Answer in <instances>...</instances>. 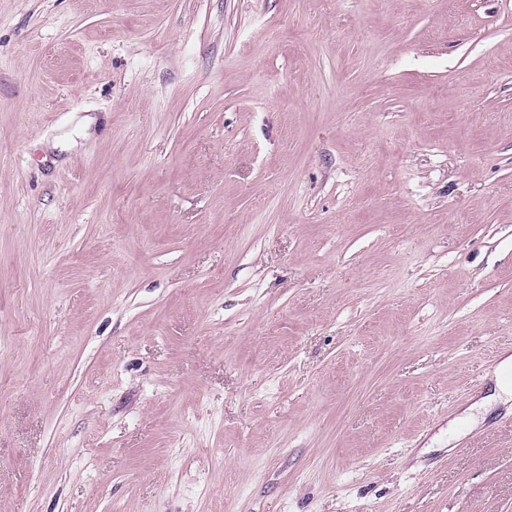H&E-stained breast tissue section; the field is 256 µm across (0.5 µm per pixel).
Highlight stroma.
Masks as SVG:
<instances>
[{"mask_svg":"<svg viewBox=\"0 0 512 512\" xmlns=\"http://www.w3.org/2000/svg\"><path fill=\"white\" fill-rule=\"evenodd\" d=\"M512 0H0V512H512ZM512 371V356L505 353L502 355L501 360L498 362L493 372L491 379L494 382L495 388L501 395L505 397V401H512V378L510 372ZM498 395L501 397V395Z\"/></svg>","mask_w":512,"mask_h":512,"instance_id":"1","label":"stroma"}]
</instances>
